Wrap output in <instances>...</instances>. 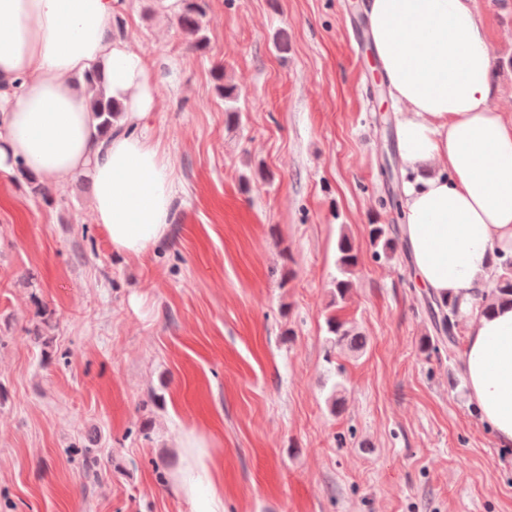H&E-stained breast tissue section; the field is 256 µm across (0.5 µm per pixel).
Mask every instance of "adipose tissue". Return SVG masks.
<instances>
[{
    "label": "adipose tissue",
    "instance_id": "1",
    "mask_svg": "<svg viewBox=\"0 0 512 512\" xmlns=\"http://www.w3.org/2000/svg\"><path fill=\"white\" fill-rule=\"evenodd\" d=\"M120 0H0V173L58 185L86 174L91 212L114 252L138 257L172 222L174 163L143 128L157 110L155 61L116 38ZM382 74L400 106L405 240L419 283L456 299L467 322L461 370L497 444L512 447V304L492 302L512 255V115L493 108V56L478 0H366ZM105 68L125 106L99 135L75 73ZM193 430L174 484L193 512H224V483Z\"/></svg>",
    "mask_w": 512,
    "mask_h": 512
}]
</instances>
